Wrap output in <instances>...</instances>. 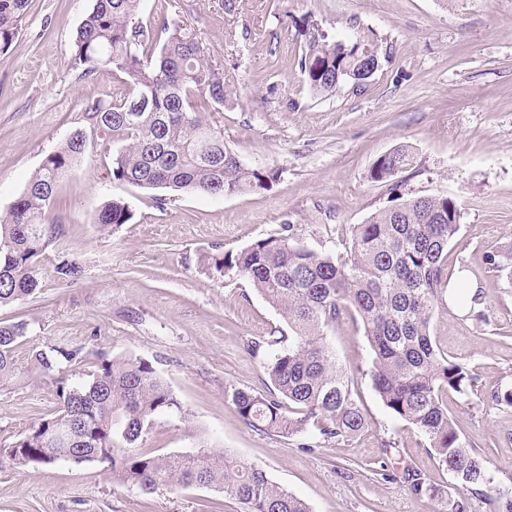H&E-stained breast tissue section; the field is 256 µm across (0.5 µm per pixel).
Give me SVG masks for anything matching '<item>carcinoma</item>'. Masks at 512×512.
Listing matches in <instances>:
<instances>
[{
	"mask_svg": "<svg viewBox=\"0 0 512 512\" xmlns=\"http://www.w3.org/2000/svg\"><path fill=\"white\" fill-rule=\"evenodd\" d=\"M141 0H96L77 30L73 61L84 77L111 73L127 92L110 100L91 99L82 126L48 153L26 188L0 213V305L39 290V270L48 250L62 247L64 225L49 220L60 200V182L86 154L82 139L124 142L112 153V180L140 188L230 196L267 188L277 170L246 167L224 144L206 115L221 112L228 93L224 72L213 67L197 37L167 14L151 25L134 21ZM28 0H0V51L21 29ZM305 45L299 57L304 81L328 95L351 81L365 84L364 72L380 67L374 41L328 42L308 21L293 20ZM411 146L379 156L369 174L397 188L399 175L414 167ZM133 218L122 198L103 203L95 215L102 230L115 231ZM456 201L443 195L404 200L399 194L363 224L353 226L346 255L316 252L296 239L291 225L261 237L236 253L205 254L202 268L248 281L288 326L254 342L264 349L273 393L234 388L227 393L242 420L261 432L289 439L311 434L324 441L352 439L369 427L358 377L369 379L389 414L415 427L440 466L453 478L466 512L476 495L489 512H512V488L494 482L478 445L464 437L448 414V392L473 395L512 407V390L483 391L471 369L442 351L430 324L454 304L479 322L488 318L485 293L467 292L448 270V244L461 229ZM56 278L67 285L84 276L82 263L62 259ZM512 280V245L486 256L485 267L470 271ZM349 317L370 349L367 369L338 361L330 336ZM26 333L23 323L0 325V381L18 371L15 350ZM78 349L52 346L33 350L30 362L55 383L57 408L24 434L0 447V458L17 468L59 461L98 464L112 483L143 493L198 486L237 501L242 512H310L308 504L275 483L266 471L244 464L230 451L202 445L193 454L151 455L140 450L155 420L181 409L169 384L144 358H100L81 369ZM80 381L69 382V376ZM412 495L433 499L425 475L408 466L401 475Z\"/></svg>",
	"mask_w": 512,
	"mask_h": 512,
	"instance_id": "carcinoma-1",
	"label": "carcinoma"
}]
</instances>
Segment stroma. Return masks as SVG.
Listing matches in <instances>:
<instances>
[{
	"label": "stroma",
	"mask_w": 512,
	"mask_h": 512,
	"mask_svg": "<svg viewBox=\"0 0 512 512\" xmlns=\"http://www.w3.org/2000/svg\"><path fill=\"white\" fill-rule=\"evenodd\" d=\"M94 0H28L22 28L0 52V212L24 191L44 157L81 124L87 100L124 92L112 74L82 77L72 64L76 31ZM176 14L221 64L230 96L212 123L248 167L281 172L265 189L225 197L156 192L113 181L109 157L119 142L100 140L66 176L51 220L66 231L65 255L84 277L58 282L55 252L42 263L38 294L0 306V324L26 323L20 371L0 383V445L12 442L56 406L55 386L30 366L32 348L80 349L98 356L142 357L167 380L184 413L159 418L141 448L185 453L200 443L241 461L304 499L311 512H442L452 479L424 437L393 419L358 382L370 426L358 437L310 449L246 425L228 401L231 388L264 391L266 357L254 338L285 323L243 279L206 276L205 253L237 252L291 225L305 245L340 254L350 228L387 206L388 184L372 181L373 162L395 146L416 163L397 188L403 198L444 194L456 200L461 231L448 264L481 268L512 243V0H142L137 21ZM309 16L330 40L367 37L387 50L362 87L346 83L313 94L298 66L293 21ZM121 197L134 216L116 232L94 217ZM488 321L441 311L430 333L438 346L477 373L484 389L512 388V282L482 283ZM340 362L366 364L370 351L350 320L331 338ZM461 435L479 442L492 475L512 481V407L449 393ZM397 440L389 454L383 439ZM421 471L439 498L413 496L393 480L404 463ZM387 469L388 479L377 477ZM233 501L208 489L151 494L112 483L102 466L59 462L17 468L0 463V512H204Z\"/></svg>",
	"instance_id": "1"
}]
</instances>
